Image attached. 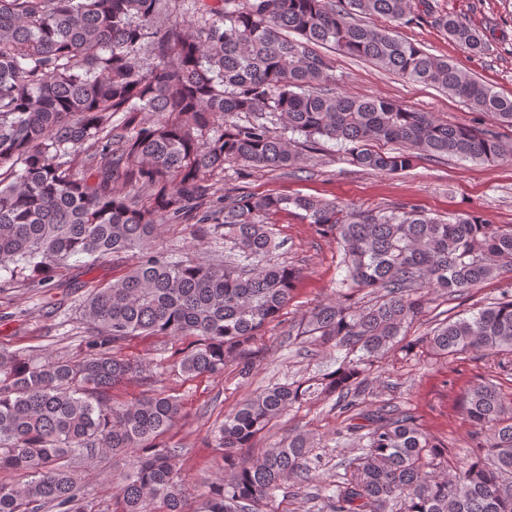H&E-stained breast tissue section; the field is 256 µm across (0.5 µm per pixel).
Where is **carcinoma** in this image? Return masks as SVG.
Listing matches in <instances>:
<instances>
[{
    "mask_svg": "<svg viewBox=\"0 0 512 512\" xmlns=\"http://www.w3.org/2000/svg\"><path fill=\"white\" fill-rule=\"evenodd\" d=\"M165 0H0V270L48 288L74 258L130 253L120 278L94 286L82 304L92 339L78 359L36 363L0 350V512H84L83 487L62 459L132 451L120 478L122 512H185L180 451L157 439L180 418L179 401L155 392L116 403L112 388L143 368L116 354L134 336H195L180 361L188 375L222 374L244 358L264 326L288 305L298 269L273 263V218L292 212L336 237L342 279L315 306L304 333L347 356L306 386L275 384L249 396L215 433L224 476L194 512H261L287 480H310L313 440L291 433L252 459L240 448L296 403L336 396L362 454L318 512H512V402L483 381L462 396L479 442L449 476L448 448L415 416L382 404L368 413L365 375L373 359L424 347L452 357L479 353L512 372V290L424 336L404 328L424 312L431 289L477 288L512 272V226L475 212L446 219L404 202L360 210L310 196L214 197L209 177L224 162L270 171L295 168L333 142L350 164L379 173L414 158L494 162L512 157L493 128L450 124L383 98L336 89L322 46L358 57L405 81L441 89L500 126L512 127V98L368 22L412 21L426 0H181V21L159 24ZM435 23L474 55L488 37L458 17ZM155 61L143 62L146 52ZM118 121H113V118ZM389 146L382 150L377 144ZM224 229V263L171 261L160 226ZM367 289L359 304L349 290ZM355 357H350V354Z\"/></svg>",
    "mask_w": 512,
    "mask_h": 512,
    "instance_id": "1",
    "label": "carcinoma"
}]
</instances>
